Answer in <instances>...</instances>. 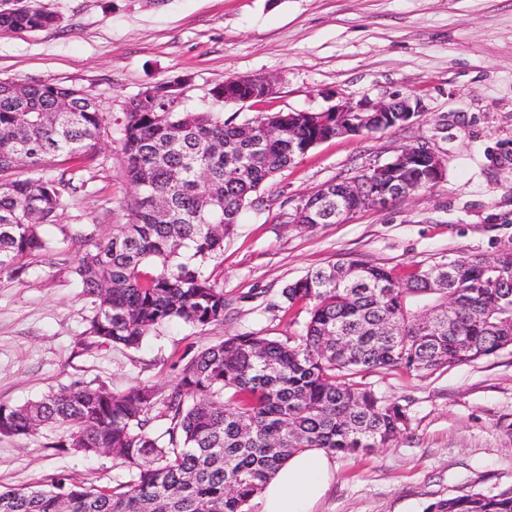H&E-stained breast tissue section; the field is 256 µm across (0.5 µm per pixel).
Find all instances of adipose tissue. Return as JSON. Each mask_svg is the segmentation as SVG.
Here are the masks:
<instances>
[{"mask_svg": "<svg viewBox=\"0 0 512 512\" xmlns=\"http://www.w3.org/2000/svg\"><path fill=\"white\" fill-rule=\"evenodd\" d=\"M334 478L331 456L308 448L293 454L261 492L262 512H312Z\"/></svg>", "mask_w": 512, "mask_h": 512, "instance_id": "obj_1", "label": "adipose tissue"}]
</instances>
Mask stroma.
Listing matches in <instances>:
<instances>
[{
	"label": "stroma",
	"instance_id": "obj_1",
	"mask_svg": "<svg viewBox=\"0 0 512 512\" xmlns=\"http://www.w3.org/2000/svg\"><path fill=\"white\" fill-rule=\"evenodd\" d=\"M57 27L0 36V80L87 91L119 114L145 87L177 81L189 109L233 76H272L265 101L227 103L240 123L263 112H320L341 101L400 95L410 123L323 142L276 174L224 244L213 276L223 322L173 323L136 349L88 336L94 308L73 274L81 235L111 237L131 221L132 186L118 136L106 138L83 184L65 189L48 251L0 275V403L20 405L74 381L121 394L168 385L172 363L230 334L285 339L306 313L274 309L289 282L327 264L363 259L399 272L414 263L490 256L512 247V0H37ZM422 145L446 169L437 185L363 209L340 224L289 220L328 182L353 177ZM364 383L407 408L409 429L388 446L334 455V482L317 512H424L466 486L512 488V350L428 375L365 373ZM54 430L0 436V485L78 478L124 480L112 454L53 447Z\"/></svg>",
	"mask_w": 512,
	"mask_h": 512
}]
</instances>
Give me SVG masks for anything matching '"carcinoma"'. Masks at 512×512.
Here are the masks:
<instances>
[{
  "mask_svg": "<svg viewBox=\"0 0 512 512\" xmlns=\"http://www.w3.org/2000/svg\"><path fill=\"white\" fill-rule=\"evenodd\" d=\"M59 16L35 3L0 7V35L43 30ZM119 117L84 91L55 82L0 81V274L50 249L40 228L57 223L69 179L45 178L50 160L91 158L117 127L121 165L134 187L132 221L112 237L84 238L75 274L94 316L88 334L135 348L178 321L224 322L226 300L209 272L253 196L321 142L336 123L377 132L357 113L267 112L244 123L181 107L171 83L150 86ZM260 102L266 95L224 82L211 89ZM70 109L57 111L58 98ZM280 128L274 138L265 127ZM429 156L417 146L398 178L432 186ZM25 168L26 178L15 177ZM335 183L309 199L297 222L316 226L371 196ZM150 264L154 273L142 267ZM281 303L307 308L299 342L233 335L173 363L166 389L141 384L123 394L75 381L23 405L0 404V436L54 428L52 448L85 456L112 452L127 479L112 489L84 481L3 487L0 512H249L292 453H366L407 430V409L354 381L369 370L433 373L512 349V248L493 257L448 258L399 277L359 259L335 262L288 284ZM424 512H512V488H464Z\"/></svg>",
  "mask_w": 512,
  "mask_h": 512,
  "instance_id": "cac0c4a2",
  "label": "carcinoma"
}]
</instances>
